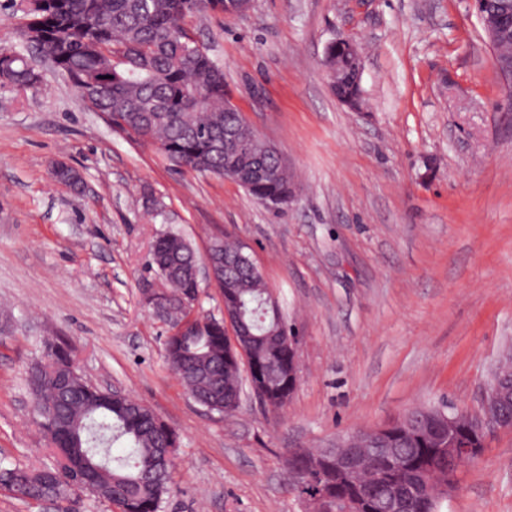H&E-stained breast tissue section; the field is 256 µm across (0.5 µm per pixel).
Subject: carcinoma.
I'll return each instance as SVG.
<instances>
[{
  "label": "carcinoma",
  "instance_id": "1",
  "mask_svg": "<svg viewBox=\"0 0 512 512\" xmlns=\"http://www.w3.org/2000/svg\"><path fill=\"white\" fill-rule=\"evenodd\" d=\"M238 12L236 0H47L37 14L24 13L19 49H0V78L26 90L41 76L28 64L35 50L48 53L93 112L108 115L112 129L132 133L136 142L152 144L178 170L229 178L255 200L286 201L295 188L279 155L258 136L244 135L222 149L224 131L241 128L240 113L226 107L224 69L207 50L196 46L188 22L204 14ZM263 164L271 174L245 184L241 172ZM55 180L75 191L80 174L65 163L52 165ZM235 242L215 240L210 260L220 273L223 301L233 307L249 333L259 368L288 374V351L279 338L287 324L268 309L267 283L233 263ZM199 257L192 244L173 229L161 233L150 265L166 281L161 307L168 322L183 317V301L199 296L195 277ZM165 358L184 389L218 414L238 408L242 384L224 346V322L201 313L191 329L164 341ZM37 423L59 458L56 467L31 470L0 465V492L25 502H63L76 495L67 481L78 473L80 491L119 512H159L169 492L174 465L164 455L174 431L148 406L86 381L64 346L34 362L27 372ZM488 387L504 391L502 409L512 419V369L493 370ZM443 432L439 407L421 406L404 413L400 426L382 442L365 434L362 447L394 448L404 459L400 473L379 459V476L362 486L326 480L317 491H334L336 501L361 499L373 512H387L395 495L402 512H440L445 497L435 494L448 476V456L434 448ZM124 448L121 454L113 448Z\"/></svg>",
  "mask_w": 512,
  "mask_h": 512
}]
</instances>
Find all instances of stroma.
<instances>
[{"label": "stroma", "instance_id": "stroma-1", "mask_svg": "<svg viewBox=\"0 0 512 512\" xmlns=\"http://www.w3.org/2000/svg\"><path fill=\"white\" fill-rule=\"evenodd\" d=\"M231 99L285 156L287 208L173 171L155 146L89 111L39 65L0 85V462L55 458L34 421L29 364L65 342L84 378L150 405L178 434L160 512H307L294 448H330L407 410L480 411L512 346V106L470 0H254L194 19ZM363 58L365 109L330 91L329 42ZM77 169L81 192L50 160ZM244 244L300 340L279 409L208 411L169 369L167 327L143 302L152 242ZM442 512H512V430H495Z\"/></svg>", "mask_w": 512, "mask_h": 512}]
</instances>
